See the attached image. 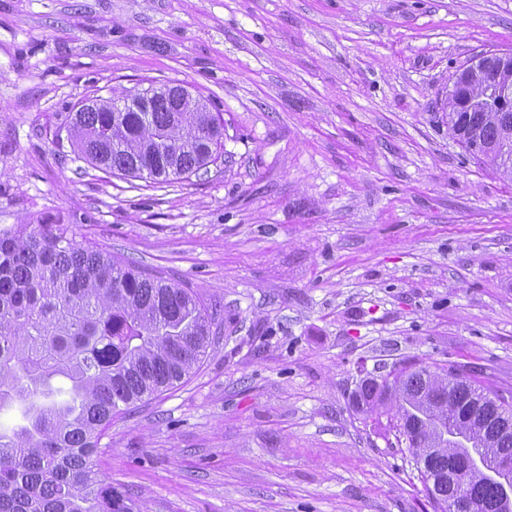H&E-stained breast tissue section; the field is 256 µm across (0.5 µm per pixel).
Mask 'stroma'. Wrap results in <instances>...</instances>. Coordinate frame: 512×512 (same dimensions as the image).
I'll return each mask as SVG.
<instances>
[{"instance_id":"stroma-1","label":"stroma","mask_w":512,"mask_h":512,"mask_svg":"<svg viewBox=\"0 0 512 512\" xmlns=\"http://www.w3.org/2000/svg\"><path fill=\"white\" fill-rule=\"evenodd\" d=\"M509 50L512 0H0V227L61 218L213 316L200 367L100 440L128 512H434L353 394L413 360L512 394V178L442 110ZM162 83L220 114L214 163L77 159L84 98Z\"/></svg>"}]
</instances>
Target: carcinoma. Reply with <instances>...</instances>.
I'll return each instance as SVG.
<instances>
[{
    "label": "carcinoma",
    "instance_id": "obj_1",
    "mask_svg": "<svg viewBox=\"0 0 512 512\" xmlns=\"http://www.w3.org/2000/svg\"><path fill=\"white\" fill-rule=\"evenodd\" d=\"M448 97V130L475 159L512 177V106L495 104L498 73L468 72ZM128 96L93 97L73 114L78 158L138 177L147 156L151 182L170 183L207 167L222 146L224 125L212 112L176 111L170 97L149 112ZM212 316L192 290L78 242L52 219L0 228V512H127L102 486L92 457L112 418L176 386L201 362ZM455 365L401 371L390 393L365 379L356 404L395 400L393 427H407L408 451L423 484L444 499L459 486L448 469L462 453L443 432L467 435L488 462L512 458V396ZM475 408L478 422L462 413ZM466 497L479 512H505L498 485L471 480Z\"/></svg>",
    "mask_w": 512,
    "mask_h": 512
}]
</instances>
